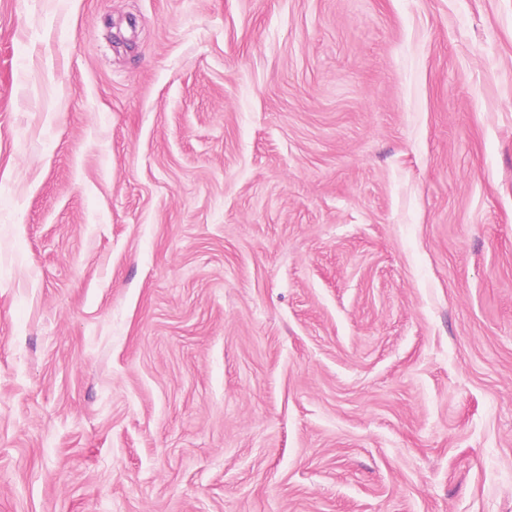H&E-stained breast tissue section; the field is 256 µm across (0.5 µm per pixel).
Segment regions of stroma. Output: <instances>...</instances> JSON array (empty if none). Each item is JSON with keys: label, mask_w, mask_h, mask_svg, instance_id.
Returning <instances> with one entry per match:
<instances>
[{"label": "stroma", "mask_w": 512, "mask_h": 512, "mask_svg": "<svg viewBox=\"0 0 512 512\" xmlns=\"http://www.w3.org/2000/svg\"><path fill=\"white\" fill-rule=\"evenodd\" d=\"M0 512H512V0H0Z\"/></svg>", "instance_id": "35a3bbf8"}]
</instances>
